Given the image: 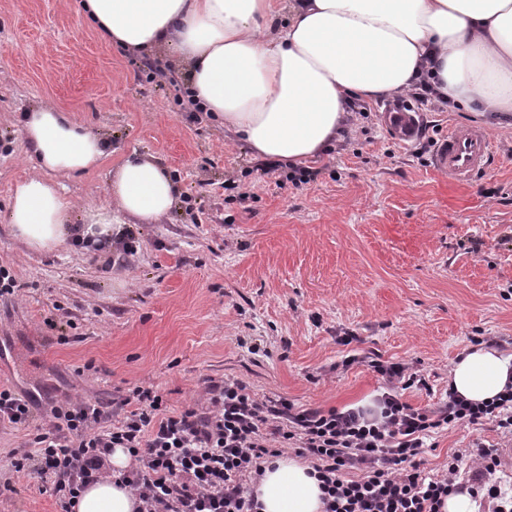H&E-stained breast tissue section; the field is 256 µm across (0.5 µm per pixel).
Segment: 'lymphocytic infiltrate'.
Wrapping results in <instances>:
<instances>
[{
    "instance_id": "f902f5d3",
    "label": "lymphocytic infiltrate",
    "mask_w": 512,
    "mask_h": 512,
    "mask_svg": "<svg viewBox=\"0 0 512 512\" xmlns=\"http://www.w3.org/2000/svg\"><path fill=\"white\" fill-rule=\"evenodd\" d=\"M373 368L385 392L371 407L345 411L261 399L230 380L209 383L205 405L172 415L157 391L135 387L121 400L128 414L111 428L103 425L99 402L55 400L34 452L12 456L11 467L51 483L61 512H73L82 489L109 476L112 449L124 448L136 465L120 481L135 491L138 512H256L243 476L260 477L263 463L293 447L312 463L324 512H441L461 488L460 457L452 455L440 475H422L416 458L426 438L438 429L486 424L512 435V386L489 403L452 392L435 410H420L401 393L426 388L422 375L402 363L377 361ZM499 465L498 449L478 445L469 491L490 512H512Z\"/></svg>"
}]
</instances>
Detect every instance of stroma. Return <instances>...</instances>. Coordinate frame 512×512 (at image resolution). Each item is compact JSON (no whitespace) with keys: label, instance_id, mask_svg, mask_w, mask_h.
<instances>
[{"label":"stroma","instance_id":"1","mask_svg":"<svg viewBox=\"0 0 512 512\" xmlns=\"http://www.w3.org/2000/svg\"><path fill=\"white\" fill-rule=\"evenodd\" d=\"M41 102L110 138L100 168L58 178L76 208L107 204L106 174L131 153L170 169L180 205L132 225L134 254L39 255L13 238L8 196L30 169L17 117ZM370 106L297 186L103 41L79 0H0V267L18 283L0 299V388L37 395L34 427L51 398L150 387L171 414L227 379L346 410L382 393L373 358L419 370L427 388L403 399L429 410L473 341L512 352V112L423 113L422 142L459 126L492 139L491 167L456 184L421 143L387 131L380 101ZM353 354L359 363L342 367ZM32 437L0 423V512L60 510L51 484L8 470ZM476 441L512 444L491 424L451 428L428 438L421 470L439 474L458 452L468 473Z\"/></svg>","mask_w":512,"mask_h":512}]
</instances>
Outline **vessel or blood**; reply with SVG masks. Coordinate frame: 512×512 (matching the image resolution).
<instances>
[{
	"label": "vessel or blood",
	"instance_id": "vessel-or-blood-1",
	"mask_svg": "<svg viewBox=\"0 0 512 512\" xmlns=\"http://www.w3.org/2000/svg\"><path fill=\"white\" fill-rule=\"evenodd\" d=\"M386 127L403 143L413 142L421 127L420 113L392 102L383 113ZM494 145L487 133L476 127H456L437 141L433 154L435 169L454 182H467L489 168L493 162Z\"/></svg>",
	"mask_w": 512,
	"mask_h": 512
}]
</instances>
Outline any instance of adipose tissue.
<instances>
[{"label":"adipose tissue","mask_w":512,"mask_h":512,"mask_svg":"<svg viewBox=\"0 0 512 512\" xmlns=\"http://www.w3.org/2000/svg\"><path fill=\"white\" fill-rule=\"evenodd\" d=\"M86 23L130 53L170 49L192 100L256 160L297 167L342 139L350 104L415 89L422 69L439 93L465 108L512 112V0H82ZM287 9L288 19L273 22ZM33 172L10 195L13 237L34 253L60 247L111 253L131 224H155L178 203V187L151 156L131 155L112 170L111 202L74 204L53 173L96 168L107 134L51 105L18 118ZM512 382V353L464 351L448 385L468 401L487 402ZM112 476L88 485L75 512H136L135 492L114 475L132 459L113 449ZM254 482L258 512H323L310 464L281 455Z\"/></svg>","instance_id":"adipose-tissue-1"}]
</instances>
